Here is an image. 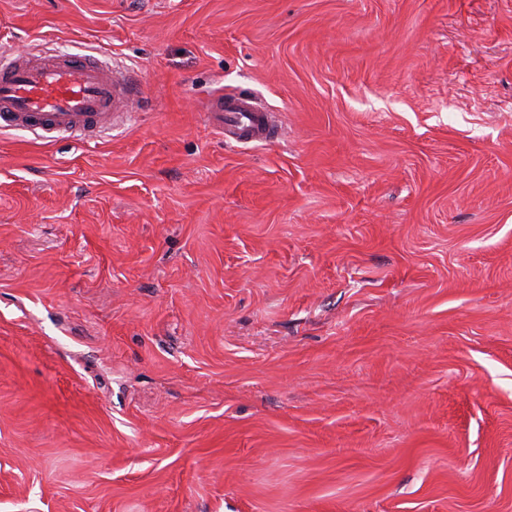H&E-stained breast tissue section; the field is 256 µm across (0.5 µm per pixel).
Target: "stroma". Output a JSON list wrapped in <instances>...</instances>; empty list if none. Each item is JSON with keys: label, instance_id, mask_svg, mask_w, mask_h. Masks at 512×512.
I'll return each mask as SVG.
<instances>
[{"label": "stroma", "instance_id": "35a3bbf8", "mask_svg": "<svg viewBox=\"0 0 512 512\" xmlns=\"http://www.w3.org/2000/svg\"><path fill=\"white\" fill-rule=\"evenodd\" d=\"M78 49L144 101L0 134V512H512V0H0ZM202 121L225 144L269 143L276 140L282 125L265 108L238 93L218 94L201 113Z\"/></svg>", "mask_w": 512, "mask_h": 512}]
</instances>
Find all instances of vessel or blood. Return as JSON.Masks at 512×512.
<instances>
[{
	"instance_id": "1",
	"label": "vessel or blood",
	"mask_w": 512,
	"mask_h": 512,
	"mask_svg": "<svg viewBox=\"0 0 512 512\" xmlns=\"http://www.w3.org/2000/svg\"><path fill=\"white\" fill-rule=\"evenodd\" d=\"M138 85L130 73L90 54L0 56V131L78 133L85 137L132 119ZM201 118L225 144L269 143L282 131L274 116L236 93L220 94Z\"/></svg>"
}]
</instances>
